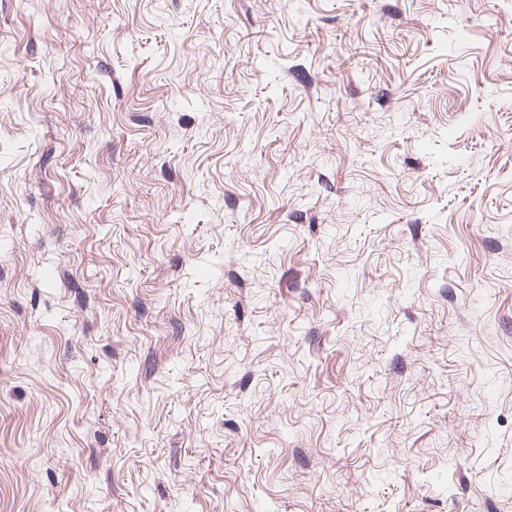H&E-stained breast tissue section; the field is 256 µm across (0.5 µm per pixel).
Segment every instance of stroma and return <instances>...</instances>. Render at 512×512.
Instances as JSON below:
<instances>
[{
    "mask_svg": "<svg viewBox=\"0 0 512 512\" xmlns=\"http://www.w3.org/2000/svg\"><path fill=\"white\" fill-rule=\"evenodd\" d=\"M512 0H0V512H512Z\"/></svg>",
    "mask_w": 512,
    "mask_h": 512,
    "instance_id": "obj_1",
    "label": "stroma"
}]
</instances>
